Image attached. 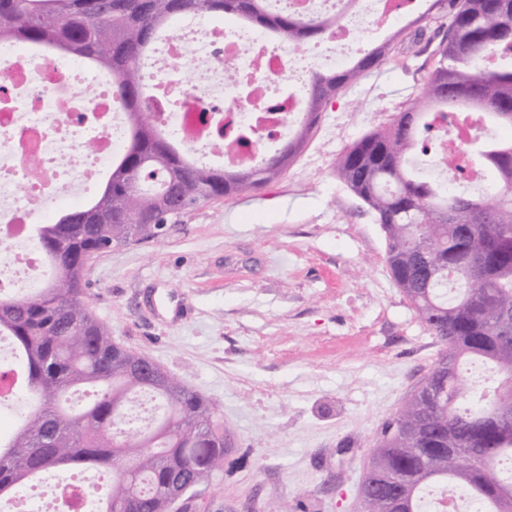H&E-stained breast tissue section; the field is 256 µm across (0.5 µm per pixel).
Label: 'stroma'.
<instances>
[{
    "mask_svg": "<svg viewBox=\"0 0 512 512\" xmlns=\"http://www.w3.org/2000/svg\"><path fill=\"white\" fill-rule=\"evenodd\" d=\"M321 115L279 181L172 217L93 258L83 285L115 342L212 399L236 445L179 512H363L367 455L442 344L394 281L386 239L334 173L340 150L409 107L434 68L404 34ZM343 113L337 146L325 124Z\"/></svg>",
    "mask_w": 512,
    "mask_h": 512,
    "instance_id": "stroma-1",
    "label": "stroma"
}]
</instances>
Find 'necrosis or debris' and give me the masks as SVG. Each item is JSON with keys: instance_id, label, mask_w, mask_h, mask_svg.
Segmentation results:
<instances>
[{"instance_id": "4bbe7bcc", "label": "necrosis or debris", "mask_w": 512, "mask_h": 512, "mask_svg": "<svg viewBox=\"0 0 512 512\" xmlns=\"http://www.w3.org/2000/svg\"><path fill=\"white\" fill-rule=\"evenodd\" d=\"M420 2L362 0L321 49L303 53L248 27L182 19L143 63L144 109L199 159L218 157L228 168L258 162L301 119V86L313 66L347 57L361 32L405 19ZM228 67L238 81H225ZM87 73L83 61L0 42V296H23L42 277L31 235L49 205L79 198L126 145L111 77L98 76L90 95Z\"/></svg>"}]
</instances>
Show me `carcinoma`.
<instances>
[{"mask_svg": "<svg viewBox=\"0 0 512 512\" xmlns=\"http://www.w3.org/2000/svg\"><path fill=\"white\" fill-rule=\"evenodd\" d=\"M448 19L435 67L414 104L336 159V177L373 212L387 241L392 276L429 332L444 346L437 364L371 449L362 480L364 512H426L435 488L459 491L479 512H512V420L498 408L512 397V193L475 196L444 187L410 162L411 151L444 110L471 120L476 160L512 187V0H435ZM230 15L290 44H316L336 14L275 9L272 0H0V41L63 52L112 77L129 124L126 149L102 190L53 224L36 226L46 283L19 298L0 296V334L19 355L18 387L30 409L0 442V503L18 499L42 473L73 483L95 467L107 486L93 512H171L186 486L224 474L235 447L217 404L112 341L83 299L84 264L129 225L165 224L201 204L275 181L304 147L321 112L392 52L382 42L340 69L315 67L305 83L304 118L260 163L235 170L196 161L161 122L141 111L142 63L182 18ZM500 54L492 61V53ZM466 284L449 297L448 280ZM483 363L488 383L473 390L462 360ZM145 364L132 372L129 364ZM90 386L95 399L72 415L60 399Z\"/></svg>", "mask_w": 512, "mask_h": 512, "instance_id": "carcinoma-1", "label": "carcinoma"}]
</instances>
